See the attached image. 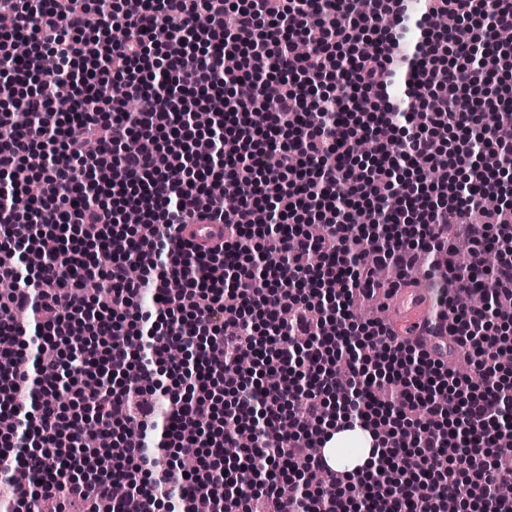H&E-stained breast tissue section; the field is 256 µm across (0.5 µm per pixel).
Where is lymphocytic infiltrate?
Masks as SVG:
<instances>
[{
	"instance_id": "lymphocytic-infiltrate-1",
	"label": "lymphocytic infiltrate",
	"mask_w": 512,
	"mask_h": 512,
	"mask_svg": "<svg viewBox=\"0 0 512 512\" xmlns=\"http://www.w3.org/2000/svg\"><path fill=\"white\" fill-rule=\"evenodd\" d=\"M0 0V412L16 413L0 436L33 444L26 456L0 448V483L16 466L35 479L5 512H150L178 500L210 512L223 486L224 512H348L336 490L357 486V512H512L497 489L512 483V368L499 352L512 337V0H423L407 107L383 94L408 16L396 0L383 26L376 0ZM448 15L471 34L428 27ZM124 40L113 41V28ZM373 41L376 50L363 49ZM30 44L23 58L15 42ZM240 55L234 68L226 53ZM503 75L485 104L496 126L479 130L474 102L482 78ZM122 81L138 111L112 95ZM75 108H55L59 83ZM249 97H236L238 87ZM30 117L18 126L16 110ZM211 115L205 129L194 116ZM366 139L372 153L356 159ZM44 158L42 202L26 201L9 176L29 155ZM447 169L428 182L414 158ZM234 196L227 206L225 196ZM362 208L364 224L350 223ZM156 227L129 231L125 211ZM224 225V241L199 253L177 229L189 220ZM321 223L320 239L305 227ZM464 233L466 266L446 261ZM40 255L32 276L15 261L19 243ZM107 247L96 271L90 250ZM500 259L486 268L484 253ZM375 254L398 275L417 264L444 269L432 347L380 320L345 335L356 296L373 295ZM142 274L131 278L130 262ZM102 284L85 292L89 277ZM481 289L499 311L471 307ZM157 294L151 310L139 303ZM33 316L40 347L86 338L82 356L40 362L39 398L23 411L15 394L28 379L16 316ZM190 356L170 365L167 344ZM464 351L474 373L449 356ZM250 356L256 385L232 369ZM172 379L165 447L203 449L193 470L149 479L143 419L159 399L143 386L151 366ZM67 393L92 411L64 415ZM360 426L375 438L365 474L333 473L321 448L330 426ZM255 452L225 459L239 427ZM122 428L119 453L99 441ZM254 469L257 486L237 473ZM299 477L280 491L288 471ZM127 487L113 498L112 482Z\"/></svg>"
}]
</instances>
